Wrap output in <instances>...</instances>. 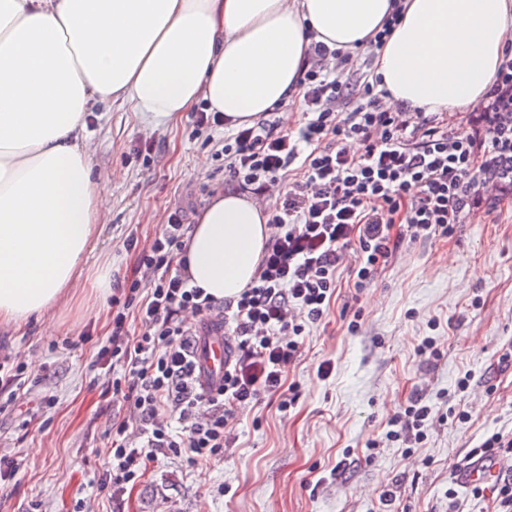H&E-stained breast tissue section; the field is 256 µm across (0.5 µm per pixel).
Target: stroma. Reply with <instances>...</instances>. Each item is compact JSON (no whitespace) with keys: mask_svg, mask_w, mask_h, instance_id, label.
Wrapping results in <instances>:
<instances>
[{"mask_svg":"<svg viewBox=\"0 0 512 512\" xmlns=\"http://www.w3.org/2000/svg\"><path fill=\"white\" fill-rule=\"evenodd\" d=\"M86 135L94 170L112 185L89 263L111 268L117 296L138 266L128 239L148 244L176 207L197 215L226 188L215 155L223 131L196 128L188 112L154 129L116 99L94 108ZM355 280L341 268L328 314L306 326L280 393L235 413L221 460L192 467L158 456L118 496L99 482L106 434L126 414L97 362L111 299L79 284L54 309V332L35 319L0 326V358L17 363L26 349L40 378L0 411V458L15 466L0 481V512H72L78 499L85 512H491L492 489L473 495L455 475L485 437L512 432V362L501 360L512 350V201L448 237L404 243L365 288ZM427 336L437 355L418 354ZM326 362L331 374L318 376ZM415 392L433 413L426 440L408 450L385 434Z\"/></svg>","mask_w":512,"mask_h":512,"instance_id":"1","label":"stroma"}]
</instances>
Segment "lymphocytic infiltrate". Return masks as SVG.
I'll use <instances>...</instances> for the list:
<instances>
[{"label": "lymphocytic infiltrate", "instance_id": "1", "mask_svg": "<svg viewBox=\"0 0 512 512\" xmlns=\"http://www.w3.org/2000/svg\"><path fill=\"white\" fill-rule=\"evenodd\" d=\"M351 52L310 42L297 81L304 121L282 128L275 115L228 127L218 156L231 185L262 196L280 189L264 212L272 234L253 281L218 301L190 286L186 273V210L172 212L139 265L148 282L132 280L113 300L112 332L99 364L120 368L112 398L134 409L143 447L133 446L126 420L107 433L102 486L138 483L154 452L187 463L224 454L235 411L283 386L300 355L306 325L322 322L348 253L359 259L357 287L407 240L448 236L480 209L490 184L512 194V52L477 110L476 130L400 104L385 105L376 81L352 77ZM139 333H132L128 310ZM219 317L234 347L223 384L203 391L196 380L198 329L184 314ZM432 413L420 394L389 421L388 438L422 443Z\"/></svg>", "mask_w": 512, "mask_h": 512}]
</instances>
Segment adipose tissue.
<instances>
[{
  "label": "adipose tissue",
  "mask_w": 512,
  "mask_h": 512,
  "mask_svg": "<svg viewBox=\"0 0 512 512\" xmlns=\"http://www.w3.org/2000/svg\"><path fill=\"white\" fill-rule=\"evenodd\" d=\"M375 60L392 103L464 112L512 43V0H403ZM392 0H0V324L44 319L87 264L111 182L85 143L96 103L155 127L198 100L253 124L297 93L310 41L356 50ZM271 234L247 195L216 190L188 239L191 286L222 300L254 278Z\"/></svg>",
  "instance_id": "ef3b65f1"
}]
</instances>
